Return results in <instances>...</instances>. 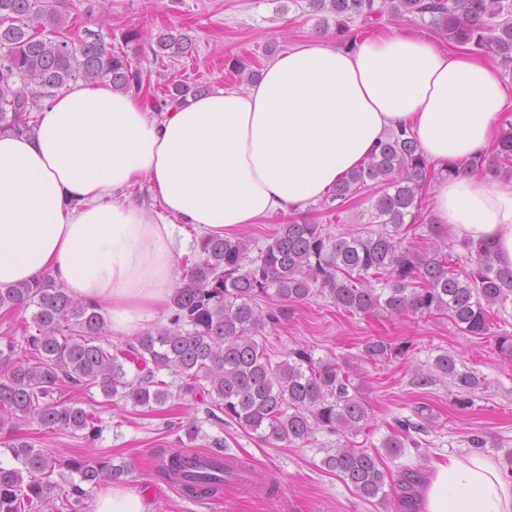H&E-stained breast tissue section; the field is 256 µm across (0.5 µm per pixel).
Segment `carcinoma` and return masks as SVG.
I'll use <instances>...</instances> for the list:
<instances>
[{
    "label": "carcinoma",
    "mask_w": 512,
    "mask_h": 512,
    "mask_svg": "<svg viewBox=\"0 0 512 512\" xmlns=\"http://www.w3.org/2000/svg\"><path fill=\"white\" fill-rule=\"evenodd\" d=\"M305 12L335 15L336 37L343 43L361 28L420 20L448 42L512 63V0H290ZM70 0H0V130L31 128V114L44 100L81 79L109 81L138 93L141 70L123 51L112 49L91 32L81 37L69 15ZM192 39L166 32L156 37V60L189 52ZM198 87L178 80L154 97L162 111L195 96ZM512 123L502 128L495 149L476 165L512 175ZM458 169L435 170L406 130L393 133L368 160L328 193V208L341 212L365 190H374L369 223L379 225L357 234H327L322 225H280L270 242L259 247L244 235L201 239L197 261L173 289L167 324L139 332L121 346L105 339L109 324L98 304L82 303L48 275L33 282L0 288V308L35 307L23 327L26 345L0 337V444L21 467L0 466V512H25L39 503L57 509L49 477L67 469L79 476L61 498V507H76L94 488L129 473L98 457L52 454L37 439L18 435L35 424L46 433L83 432L94 441L102 427L77 400L57 397L67 384L100 388L108 401L166 412L167 403L189 398L206 405L217 425L234 423L278 446L309 441L315 433L338 436L321 464L369 501L389 498V474L382 456L397 458L419 447L413 437L432 421L426 405L395 424L381 448H358L352 438L369 427L370 412L358 393H350L349 376L331 359H316L308 347L288 349L278 361L268 353L267 327L286 319L284 307L262 310L259 302L274 294L284 303L314 296L328 299L352 314L446 315L466 334L483 336L490 328L489 309L512 302V268L500 264L495 244L468 245L470 269H459L448 253V229L429 222V247L409 236L425 220L423 194L434 180ZM407 345L382 339L364 343L369 361L403 358ZM168 370L179 383L158 378ZM420 386L450 382L456 404L473 403L479 377L445 351L414 371ZM165 475L199 500H210L240 479L238 468L224 460V439L213 438L211 450L191 456L172 453L162 463ZM418 472L405 469L402 498L414 494Z\"/></svg>",
    "instance_id": "carcinoma-1"
}]
</instances>
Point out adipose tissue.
<instances>
[{"instance_id": "obj_1", "label": "adipose tissue", "mask_w": 512, "mask_h": 512, "mask_svg": "<svg viewBox=\"0 0 512 512\" xmlns=\"http://www.w3.org/2000/svg\"><path fill=\"white\" fill-rule=\"evenodd\" d=\"M512 94L497 65L422 32L387 29L353 47L320 40L269 61L247 89H217L157 113L131 92L74 83L31 133L0 131V287L50 275L105 304L113 333L166 316L189 231L224 236L321 199L406 129L436 168L434 223L490 241L512 267V177L476 169ZM147 182L144 208L126 192ZM418 512H512V482L485 456L436 463ZM95 512H155L126 485Z\"/></svg>"}]
</instances>
